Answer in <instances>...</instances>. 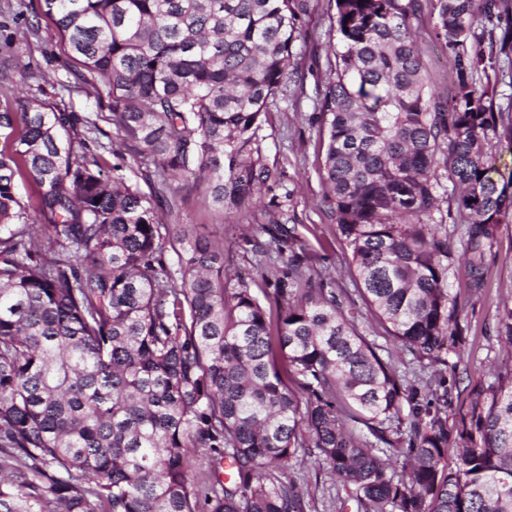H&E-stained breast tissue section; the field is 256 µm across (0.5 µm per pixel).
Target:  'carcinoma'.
<instances>
[{
  "label": "carcinoma",
  "instance_id": "cac0c4a2",
  "mask_svg": "<svg viewBox=\"0 0 512 512\" xmlns=\"http://www.w3.org/2000/svg\"><path fill=\"white\" fill-rule=\"evenodd\" d=\"M426 6L453 61L444 102L412 32ZM41 8L102 81L124 146L152 159L157 193L192 174L219 207L251 204L272 177L259 131L287 87L303 0ZM511 12L512 0H343L328 31L334 62L314 100L324 203L385 338L439 366L418 386L282 219L255 249L282 266L230 277L224 248L162 223L120 165L105 175L75 147L80 123L106 149L96 121L35 96L0 112V133L23 127L0 151V512H306L281 475L300 453L352 487L356 512H512V367L474 385L450 424L457 364L442 357L463 346L456 256L480 288L486 247L512 220V179L493 178L488 148L512 132V100L474 88L490 71L512 87L509 36L495 35ZM442 169L459 248L435 221ZM498 337L512 346L509 304Z\"/></svg>",
  "mask_w": 512,
  "mask_h": 512
}]
</instances>
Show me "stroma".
I'll return each instance as SVG.
<instances>
[{
    "label": "stroma",
    "instance_id": "stroma-1",
    "mask_svg": "<svg viewBox=\"0 0 512 512\" xmlns=\"http://www.w3.org/2000/svg\"><path fill=\"white\" fill-rule=\"evenodd\" d=\"M24 2L27 17L38 21V37H24L23 21L5 14L8 0H0V112L15 111L18 97L33 93L64 112L99 114V127L114 145H121L107 119L108 109L101 107L95 89L83 82L80 63L63 45L53 21L43 14L42 0ZM334 13V0H308L301 17L302 35L294 47L288 98L269 112L260 131L263 161L274 173L276 185L247 210L213 206L207 183L194 179L170 180L168 193L178 201L179 223L190 234L224 244L230 251L231 269L244 272L255 266L251 242L268 240L264 231L268 204L277 201L293 218L303 243L317 254V275L344 298L355 297L356 273L347 246L322 204L323 154L313 109V99L329 75L328 30ZM434 24V17L426 13L414 28L428 85L435 96L444 98L453 62L436 39ZM485 264L480 291H473L465 262H457L448 278L452 294L458 297L465 337L460 354L448 356L457 366L455 380L448 385L456 400L464 399L471 386L487 381L502 362L512 361V347L498 340V312L504 303H512V223L500 225ZM286 474L297 481L312 512H355L348 490L325 472L295 459Z\"/></svg>",
    "mask_w": 512,
    "mask_h": 512
}]
</instances>
